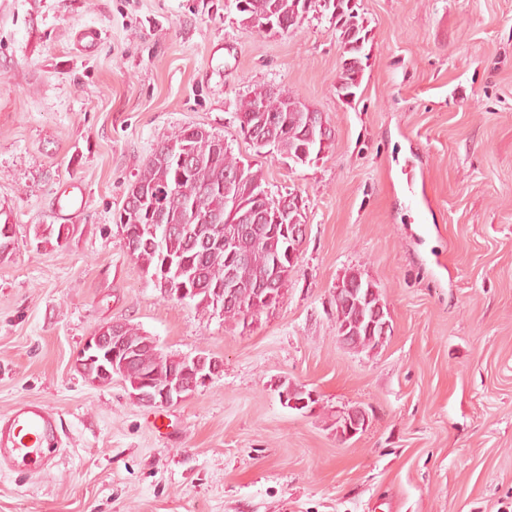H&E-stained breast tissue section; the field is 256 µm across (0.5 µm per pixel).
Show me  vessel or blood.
Segmentation results:
<instances>
[{
  "mask_svg": "<svg viewBox=\"0 0 512 512\" xmlns=\"http://www.w3.org/2000/svg\"><path fill=\"white\" fill-rule=\"evenodd\" d=\"M86 206L85 190L73 184L56 201V211L70 219ZM56 412L49 405L27 401L0 416V465L41 473L55 462L60 453Z\"/></svg>",
  "mask_w": 512,
  "mask_h": 512,
  "instance_id": "vessel-or-blood-1",
  "label": "vessel or blood"
}]
</instances>
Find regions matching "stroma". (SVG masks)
<instances>
[{"instance_id": "35a3bbf8", "label": "stroma", "mask_w": 512, "mask_h": 512, "mask_svg": "<svg viewBox=\"0 0 512 512\" xmlns=\"http://www.w3.org/2000/svg\"><path fill=\"white\" fill-rule=\"evenodd\" d=\"M370 59L336 93L327 17L292 33L242 26L230 0H0V413L60 419L50 472L0 468V512H512V0H357ZM101 30L93 52L76 34ZM288 90L333 144L294 163L239 132L236 104ZM200 126L302 200L305 231L279 307L247 321L163 298L115 223L174 131ZM87 204L65 246L37 244L53 202ZM361 269L392 334L355 351L333 290ZM138 326L168 353L223 363L186 401L152 408L75 359L94 329ZM317 391L307 415L278 380ZM360 406L343 442L336 418ZM86 206L85 190L79 183L71 186L64 197H58L56 201V212L62 218H73L81 213ZM342 419H344L343 424L338 426L336 431L343 441H346L364 430L367 426L368 415L362 407L357 406L344 412Z\"/></svg>"}]
</instances>
